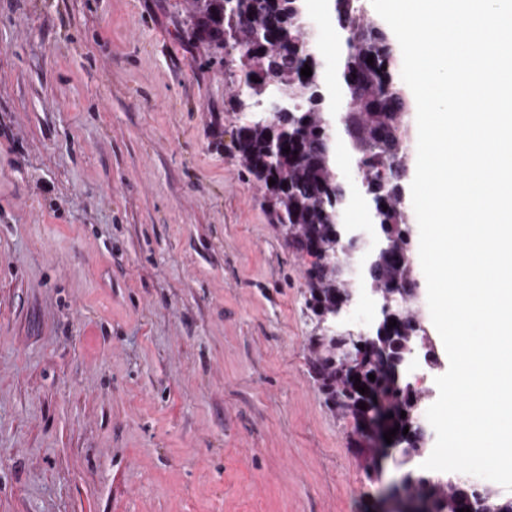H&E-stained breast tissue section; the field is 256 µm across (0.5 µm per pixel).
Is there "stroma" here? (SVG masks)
Returning a JSON list of instances; mask_svg holds the SVG:
<instances>
[{"label":"stroma","mask_w":512,"mask_h":512,"mask_svg":"<svg viewBox=\"0 0 512 512\" xmlns=\"http://www.w3.org/2000/svg\"><path fill=\"white\" fill-rule=\"evenodd\" d=\"M191 16L0 0V512L378 506Z\"/></svg>","instance_id":"stroma-1"}]
</instances>
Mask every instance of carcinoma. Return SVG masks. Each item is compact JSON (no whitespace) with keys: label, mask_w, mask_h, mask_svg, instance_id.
I'll list each match as a JSON object with an SVG mask.
<instances>
[{"label":"carcinoma","mask_w":512,"mask_h":512,"mask_svg":"<svg viewBox=\"0 0 512 512\" xmlns=\"http://www.w3.org/2000/svg\"><path fill=\"white\" fill-rule=\"evenodd\" d=\"M298 6L303 0H193V34L217 48L231 45L224 68L238 86L240 106L253 108L271 96L288 101V111L277 123L251 120L241 125L235 150L265 188V206L288 246L313 258L304 295L313 321L312 377L327 406L354 422L348 447L367 478H373L380 457L364 430L376 399L393 414L388 427L398 428L401 491L407 500L423 503L426 512H512V497L417 465L425 445L416 408L422 391L403 377L407 360L418 353L419 331L404 297L409 287V225L399 202L400 151L409 141L410 109L397 78L392 44L374 20L357 10L354 0H334L333 21L345 47L341 78L347 109L339 121L363 171L359 190L378 240L375 249L363 252L341 222L353 186L336 171V132L323 67L314 39L298 27ZM306 65L312 70L309 77L301 75ZM286 147L290 152H283ZM271 179L275 184H269ZM351 266L360 269V279L377 289L379 298H392L390 314L373 333L359 337L356 346L346 343L342 330L330 327L335 311L351 301L346 274ZM391 319L397 321L392 328ZM357 378L368 392L357 391ZM362 402L364 410L359 408Z\"/></svg>","instance_id":"obj_1"}]
</instances>
